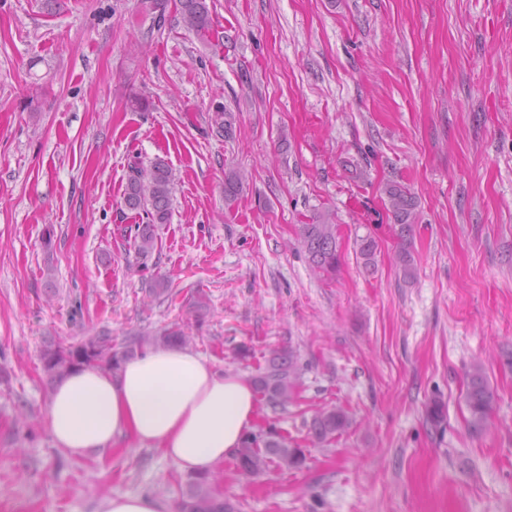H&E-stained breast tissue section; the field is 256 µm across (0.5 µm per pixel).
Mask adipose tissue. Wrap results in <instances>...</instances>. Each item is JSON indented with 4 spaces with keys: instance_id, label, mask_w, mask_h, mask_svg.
Wrapping results in <instances>:
<instances>
[{
    "instance_id": "1",
    "label": "adipose tissue",
    "mask_w": 512,
    "mask_h": 512,
    "mask_svg": "<svg viewBox=\"0 0 512 512\" xmlns=\"http://www.w3.org/2000/svg\"><path fill=\"white\" fill-rule=\"evenodd\" d=\"M256 391L247 378L218 374L185 347H157L117 371L80 367L47 405L54 445L74 457L153 448L184 474H211L254 431Z\"/></svg>"
}]
</instances>
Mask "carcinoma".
Returning a JSON list of instances; mask_svg holds the SVG:
<instances>
[{
	"instance_id": "cac0c4a2",
	"label": "carcinoma",
	"mask_w": 512,
	"mask_h": 512,
	"mask_svg": "<svg viewBox=\"0 0 512 512\" xmlns=\"http://www.w3.org/2000/svg\"><path fill=\"white\" fill-rule=\"evenodd\" d=\"M168 0H142L143 12L152 15V22L161 26L166 19ZM185 27L200 39L207 40L213 34L212 19L207 0H178ZM172 168L163 159H156L150 166H130V175L124 194L125 207L130 211L144 212L146 222L137 225L138 251L146 254L154 248L156 228L170 219L171 198L174 191ZM242 183L236 172L226 175L224 201L232 205ZM388 201V210L393 219V231L400 240L396 264L404 278H415V258L411 250L417 220V201L411 190L395 181H388L382 189ZM300 239L305 258L311 270L322 276L336 275L341 260L336 242V224L330 214L315 218L310 224L300 227ZM378 241L370 234L359 239L357 256L366 270L375 267ZM190 341V336L181 328H172L154 334H135L116 344L110 331L101 330L79 342L58 340L48 343L43 350L45 369L61 378L75 367L97 365L115 370L128 357L148 348L180 345ZM300 365L297 355L291 350L274 353L266 360L260 374L255 377L257 392L273 411H284L296 400L299 385ZM469 409L468 430L477 436L489 427V417L494 402V392L479 362L470 365L464 394ZM350 424L348 415L340 408L330 407L315 415L309 431L319 445H328ZM240 475L252 477L272 467L300 469L306 455L287 436L275 427H261L249 433L235 453ZM180 512H235L234 506L215 490L212 479L193 477L178 504Z\"/></svg>"
}]
</instances>
